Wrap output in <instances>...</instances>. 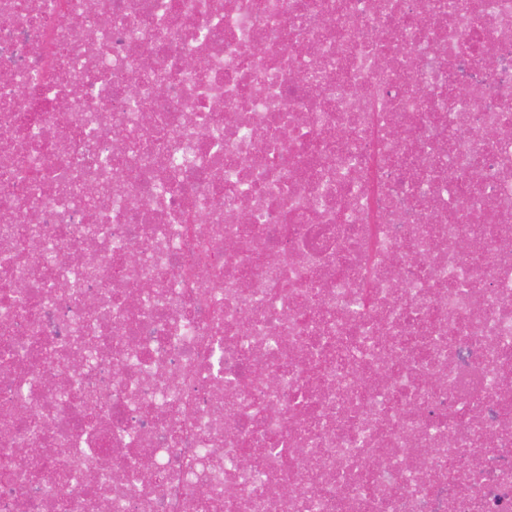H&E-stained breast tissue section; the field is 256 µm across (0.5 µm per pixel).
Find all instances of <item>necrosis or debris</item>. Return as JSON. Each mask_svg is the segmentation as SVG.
<instances>
[{"mask_svg": "<svg viewBox=\"0 0 512 512\" xmlns=\"http://www.w3.org/2000/svg\"><path fill=\"white\" fill-rule=\"evenodd\" d=\"M0 512H512V0H0Z\"/></svg>", "mask_w": 512, "mask_h": 512, "instance_id": "necrosis-or-debris-1", "label": "necrosis or debris"}]
</instances>
